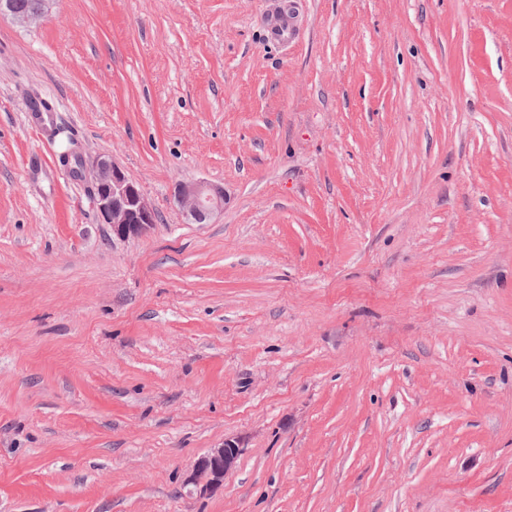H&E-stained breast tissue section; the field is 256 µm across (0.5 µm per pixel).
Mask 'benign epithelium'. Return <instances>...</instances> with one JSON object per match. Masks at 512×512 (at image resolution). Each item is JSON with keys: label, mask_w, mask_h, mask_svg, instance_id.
Here are the masks:
<instances>
[{"label": "benign epithelium", "mask_w": 512, "mask_h": 512, "mask_svg": "<svg viewBox=\"0 0 512 512\" xmlns=\"http://www.w3.org/2000/svg\"><path fill=\"white\" fill-rule=\"evenodd\" d=\"M45 13L46 10L42 9L34 14H17L7 0H0V16L9 14L23 24L37 23ZM86 170L91 177L96 208L104 223L111 225L113 235L123 239L139 236L155 224L154 211L111 156H97L88 168L84 161H79L78 173ZM175 199L198 224L224 209L223 187L205 181L177 183ZM240 452L237 441L224 439L197 460L190 483L200 487L203 493L215 492L223 487L224 479L235 468Z\"/></svg>", "instance_id": "obj_1"}]
</instances>
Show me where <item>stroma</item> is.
<instances>
[{"label":"stroma","mask_w":512,"mask_h":512,"mask_svg":"<svg viewBox=\"0 0 512 512\" xmlns=\"http://www.w3.org/2000/svg\"><path fill=\"white\" fill-rule=\"evenodd\" d=\"M0 512H512V0L0 18ZM89 174L94 203L113 235L123 239L139 236L155 223L154 211L112 156H97ZM175 199L198 224L204 223L214 212L224 209L223 187L205 181L178 182ZM241 449L232 438L210 448L196 462L189 481L200 486L201 493H213L223 487L224 479L235 468Z\"/></svg>","instance_id":"obj_1"}]
</instances>
